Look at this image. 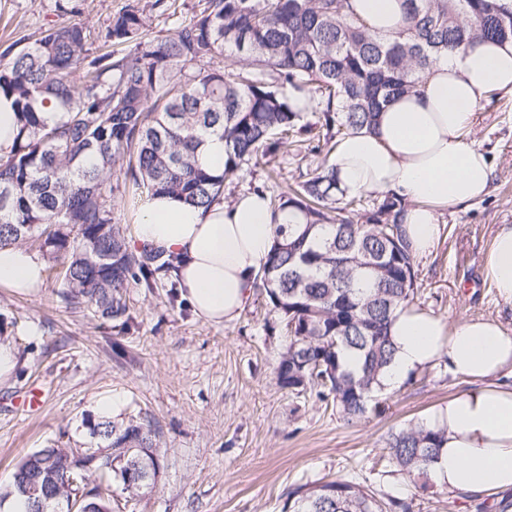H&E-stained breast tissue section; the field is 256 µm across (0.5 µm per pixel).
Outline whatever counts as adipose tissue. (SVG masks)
<instances>
[{
  "label": "adipose tissue",
  "instance_id": "obj_1",
  "mask_svg": "<svg viewBox=\"0 0 512 512\" xmlns=\"http://www.w3.org/2000/svg\"><path fill=\"white\" fill-rule=\"evenodd\" d=\"M350 10L374 32L389 35L403 21L405 0H351ZM494 92L512 95V41L484 40L437 61L418 93L385 105L374 129L337 141L327 165L338 189L404 198L402 229L411 251L432 253L443 210L483 197L492 184L493 167L470 134ZM297 220L292 213L273 214L256 192L207 207L157 195L138 210L131 245L177 256L183 297L199 318L221 325L240 316L280 226ZM484 278L512 303V225L497 229ZM44 281L40 258L22 247L0 249V287L31 296ZM390 334L396 353L382 377L387 388L436 364L481 383L424 420L445 432L431 471L436 484L467 496L512 490V384L503 378L512 368V335L492 318L452 325L412 305L396 311Z\"/></svg>",
  "mask_w": 512,
  "mask_h": 512
}]
</instances>
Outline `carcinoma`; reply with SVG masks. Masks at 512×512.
Returning a JSON list of instances; mask_svg holds the SVG:
<instances>
[{
	"instance_id": "cac0c4a2",
	"label": "carcinoma",
	"mask_w": 512,
	"mask_h": 512,
	"mask_svg": "<svg viewBox=\"0 0 512 512\" xmlns=\"http://www.w3.org/2000/svg\"><path fill=\"white\" fill-rule=\"evenodd\" d=\"M191 21L149 37L143 11L114 13L93 46L81 24L53 26L0 53V95L17 115L12 144L0 148V248L29 246L51 262L57 295L119 320L127 290L173 278L174 256L132 249L115 210L126 188L148 199L176 194L195 206L216 200L242 165L288 152L308 131L294 93L316 95L325 144L371 129L383 102L416 90L433 61L483 38L512 39V9L501 0H405L392 38L369 32L349 0H201ZM224 54V69L210 67ZM42 112H62L53 124ZM224 140V174L203 168L205 137ZM273 212L294 210L254 286L284 324L288 345L276 368L290 392L310 389L343 420L379 408L375 393L392 363L394 312L416 290V257L403 238L402 200L344 195L326 166L269 197ZM90 435L111 454L94 464L65 448H41L17 464L0 501L40 480L67 500L92 486V512L111 508L107 475L130 492L159 471L151 421L93 419ZM444 431L408 425L386 448L400 474L426 476ZM288 512H412L354 479L300 485Z\"/></svg>"
}]
</instances>
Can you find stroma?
Returning <instances> with one entry per match:
<instances>
[{"mask_svg":"<svg viewBox=\"0 0 512 512\" xmlns=\"http://www.w3.org/2000/svg\"><path fill=\"white\" fill-rule=\"evenodd\" d=\"M148 2L0 0V51L55 24L79 23L99 35L128 5L142 8L151 35L163 37L200 9V0H176L167 12L148 10ZM64 3L71 13L61 12ZM472 137L494 169L491 189L475 203L443 211L439 245L416 259L414 304L450 323L495 318L512 333V304L482 275L496 229L512 225L511 94L484 103ZM325 160L298 143L274 159L275 179L254 164L229 177L224 200L258 186L297 184L302 170ZM126 304V320L107 321L65 307L49 279L34 297L0 287L4 339L18 355L14 376L0 383L1 487L28 453L90 447L85 421L108 395L114 420L154 422L160 448L154 485L131 493L113 484L112 512H283L295 486L347 476L378 494L412 499V512H500L499 502H512V490L481 498L436 486L416 491L384 452L390 430L420 422L473 388L446 367L423 368L413 383L383 390V412L349 425L316 396L279 387L275 368L288 338L260 291L236 321L222 325L198 318L164 279L151 290L128 289ZM33 388L44 392V405L18 409V397Z\"/></svg>","mask_w":512,"mask_h":512,"instance_id":"35a3bbf8","label":"stroma"}]
</instances>
